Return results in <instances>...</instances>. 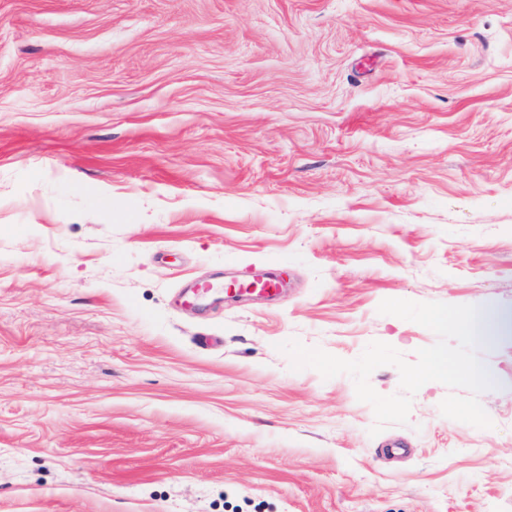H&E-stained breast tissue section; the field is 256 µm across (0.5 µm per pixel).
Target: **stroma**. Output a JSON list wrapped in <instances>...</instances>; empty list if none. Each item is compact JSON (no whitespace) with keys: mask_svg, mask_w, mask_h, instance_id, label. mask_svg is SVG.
<instances>
[{"mask_svg":"<svg viewBox=\"0 0 512 512\" xmlns=\"http://www.w3.org/2000/svg\"><path fill=\"white\" fill-rule=\"evenodd\" d=\"M387 299L492 315L490 428L278 349ZM0 512H512V0H0Z\"/></svg>","mask_w":512,"mask_h":512,"instance_id":"1","label":"stroma"}]
</instances>
